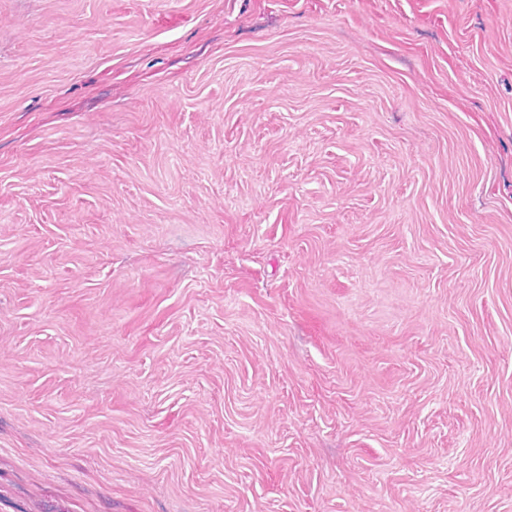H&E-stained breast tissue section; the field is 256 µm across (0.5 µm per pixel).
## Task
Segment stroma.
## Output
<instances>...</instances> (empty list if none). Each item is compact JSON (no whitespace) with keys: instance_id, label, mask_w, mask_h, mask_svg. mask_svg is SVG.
Returning <instances> with one entry per match:
<instances>
[{"instance_id":"obj_1","label":"stroma","mask_w":512,"mask_h":512,"mask_svg":"<svg viewBox=\"0 0 512 512\" xmlns=\"http://www.w3.org/2000/svg\"><path fill=\"white\" fill-rule=\"evenodd\" d=\"M0 512H512V0H0Z\"/></svg>"}]
</instances>
